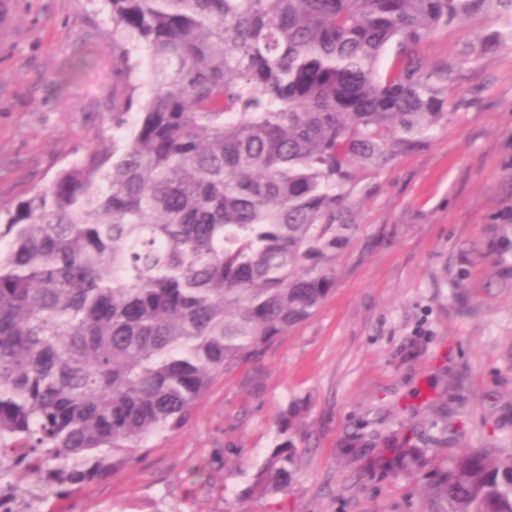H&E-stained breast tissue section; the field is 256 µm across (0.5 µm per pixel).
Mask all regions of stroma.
Returning a JSON list of instances; mask_svg holds the SVG:
<instances>
[{"mask_svg": "<svg viewBox=\"0 0 512 512\" xmlns=\"http://www.w3.org/2000/svg\"><path fill=\"white\" fill-rule=\"evenodd\" d=\"M502 26L477 16L422 43L455 66L445 115L383 169L357 168V229L315 314L218 376L176 432L42 512H426L430 472L466 448L512 452V288L493 264L512 225V44L480 50ZM149 91L145 68L119 69L107 0H0V211L110 148L113 113ZM295 399L300 470L248 494ZM447 426L461 439L429 472L371 470L380 437Z\"/></svg>", "mask_w": 512, "mask_h": 512, "instance_id": "1", "label": "stroma"}]
</instances>
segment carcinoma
<instances>
[{
    "label": "carcinoma",
    "instance_id": "1",
    "mask_svg": "<svg viewBox=\"0 0 512 512\" xmlns=\"http://www.w3.org/2000/svg\"><path fill=\"white\" fill-rule=\"evenodd\" d=\"M126 73L112 149L62 170L0 224V512H41L177 431L221 373L307 320L353 228L346 187L445 115L448 66L420 44L512 0H107ZM385 71L379 62L387 49ZM512 278V254L496 253ZM251 490L284 491L292 430ZM457 439L391 435L374 466L429 465ZM22 470L25 486L11 481ZM430 512H512V453L475 448L426 488Z\"/></svg>",
    "mask_w": 512,
    "mask_h": 512
}]
</instances>
